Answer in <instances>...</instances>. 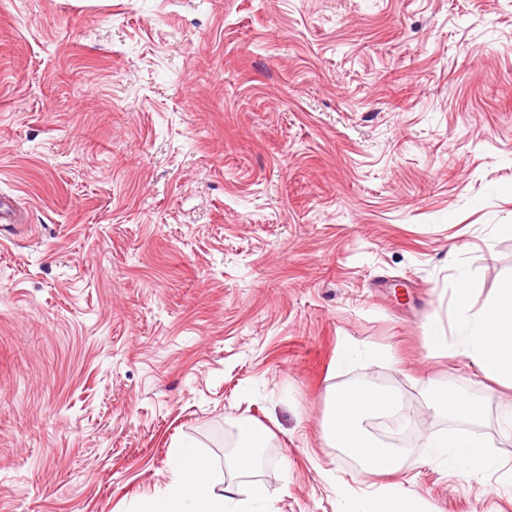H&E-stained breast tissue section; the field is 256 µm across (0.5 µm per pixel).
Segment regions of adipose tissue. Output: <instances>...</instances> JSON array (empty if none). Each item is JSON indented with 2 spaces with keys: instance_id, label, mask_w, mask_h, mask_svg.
Wrapping results in <instances>:
<instances>
[{
  "instance_id": "1",
  "label": "adipose tissue",
  "mask_w": 512,
  "mask_h": 512,
  "mask_svg": "<svg viewBox=\"0 0 512 512\" xmlns=\"http://www.w3.org/2000/svg\"><path fill=\"white\" fill-rule=\"evenodd\" d=\"M455 322L458 343L453 348L448 345L441 323L427 324L425 340L429 349L454 352L486 379L512 388V286L497 290L476 309L464 296L459 298ZM327 403L323 429L330 447L359 460L367 472L398 473L396 446L379 440L365 427L372 418L400 411L397 391L340 387L328 393ZM426 406L449 418L469 422L483 412L479 402L448 385L432 388ZM237 429L230 469L236 476L251 478L247 498H239L237 489L225 483L223 473L214 470L195 445L184 443L174 451L167 486L147 499L142 512H275L263 486L254 479L268 433L263 426L242 422ZM495 445L492 435L473 428L431 434L424 441L428 462L469 477L496 466L490 453ZM352 512H422V504L413 490L396 483L358 499Z\"/></svg>"
}]
</instances>
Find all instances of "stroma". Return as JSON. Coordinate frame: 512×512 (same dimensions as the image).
Masks as SVG:
<instances>
[{
    "instance_id": "obj_1",
    "label": "stroma",
    "mask_w": 512,
    "mask_h": 512,
    "mask_svg": "<svg viewBox=\"0 0 512 512\" xmlns=\"http://www.w3.org/2000/svg\"><path fill=\"white\" fill-rule=\"evenodd\" d=\"M1 194L0 512H139L237 420L275 512H512L499 387L424 340L512 281V0H0ZM438 384L498 471L427 462ZM334 385L399 392L397 476L326 446ZM426 406L448 418L463 421H475L483 412L479 402L448 385L432 388L427 397ZM414 491L402 483L381 487L358 499L350 512H422Z\"/></svg>"
}]
</instances>
